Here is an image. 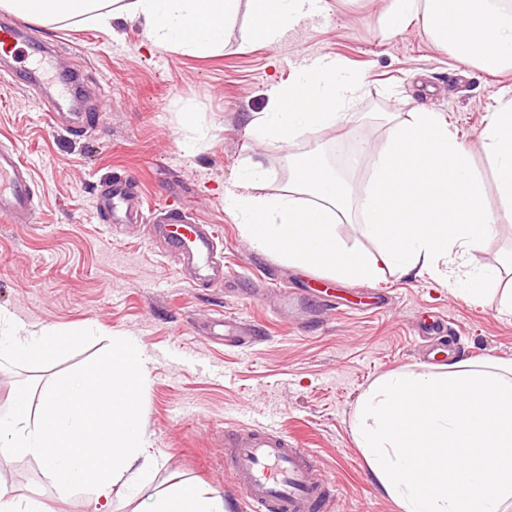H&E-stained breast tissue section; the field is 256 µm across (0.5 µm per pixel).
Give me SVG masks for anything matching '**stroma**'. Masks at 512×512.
I'll use <instances>...</instances> for the list:
<instances>
[{
    "instance_id": "35a3bbf8",
    "label": "stroma",
    "mask_w": 512,
    "mask_h": 512,
    "mask_svg": "<svg viewBox=\"0 0 512 512\" xmlns=\"http://www.w3.org/2000/svg\"><path fill=\"white\" fill-rule=\"evenodd\" d=\"M327 11L301 22L272 45L251 44L244 18L228 29L221 54L199 58L152 46L139 22L110 28L29 23L36 44L53 54L65 42L62 68L78 75L88 117H46L56 83L34 85V59L23 43L0 61V145H15L32 169L40 207L34 223L0 222V315L29 327L90 326L92 336L43 368L0 363V410L18 387L38 390L108 349L113 337L141 344L149 358L141 412L165 476L203 482L243 512L224 474V429L271 425L299 434L332 482V512H401L373 480L351 420L377 377L432 363L418 337L430 316L449 320L457 358L512 361V313L491 295L484 313L430 277L395 278L379 291L285 265L253 248L224 208L247 159L270 171L267 193L284 184L289 154L322 144L331 164L361 193L371 154L385 141L389 115L426 106L446 115L483 175L491 168L480 135L504 79L474 67H448V54L419 29L388 38L379 16L386 0H326ZM341 59L363 85L350 104L367 138L349 125L306 134L294 145L261 146L246 133L266 111L271 85L323 57ZM185 112L206 138L182 147ZM132 178L152 210H175L216 225L224 276L182 274L148 224H110L98 210L101 190ZM312 299L301 311L281 308L282 286ZM255 326L262 339L243 349L210 334L219 316ZM0 489L44 502L51 512H92L80 499H59L37 461L0 463Z\"/></svg>"
}]
</instances>
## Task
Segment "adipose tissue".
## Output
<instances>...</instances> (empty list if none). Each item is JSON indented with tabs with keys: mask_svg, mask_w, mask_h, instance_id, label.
Instances as JSON below:
<instances>
[{
	"mask_svg": "<svg viewBox=\"0 0 512 512\" xmlns=\"http://www.w3.org/2000/svg\"><path fill=\"white\" fill-rule=\"evenodd\" d=\"M0 9L38 23L73 27L138 21L151 45L199 58L223 51L228 27L245 13L249 38L270 45L323 0H0ZM388 36L422 28L462 66L512 71V5L507 0H388ZM361 88L336 58L302 67L272 86L268 111L248 130L262 144L291 145L303 134L351 122ZM493 170L486 183L444 113L425 107L395 121L353 195L318 148L291 156L288 181L264 193L270 172L247 162L224 207L254 248L289 266L343 282L386 287L391 276L429 275L481 305L500 269L477 259L485 241L512 225V93L502 92L481 133ZM495 187L502 212L486 209ZM358 225L367 251L338 234ZM89 327L13 326L0 358L41 367L77 348ZM148 358L124 337L88 367L54 377L39 394L17 391L0 415V457L39 461L60 497H84L112 512L113 496L133 512H224V500L192 480L163 478L140 414ZM353 433L379 488L402 512H512V362L452 359L436 370L395 371L361 396Z\"/></svg>",
	"mask_w": 512,
	"mask_h": 512,
	"instance_id": "obj_1",
	"label": "adipose tissue"
}]
</instances>
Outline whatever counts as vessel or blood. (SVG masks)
<instances>
[{
	"instance_id": "obj_1",
	"label": "vessel or blood",
	"mask_w": 512,
	"mask_h": 512,
	"mask_svg": "<svg viewBox=\"0 0 512 512\" xmlns=\"http://www.w3.org/2000/svg\"><path fill=\"white\" fill-rule=\"evenodd\" d=\"M101 205L115 221H145L123 183L108 186ZM34 208L28 164L17 149L0 145V218L28 224ZM158 231L182 261L210 265L218 238L214 225L193 224L177 214ZM224 446L227 477L242 493L246 512H324L328 481L297 440L263 426H235L225 431Z\"/></svg>"
}]
</instances>
